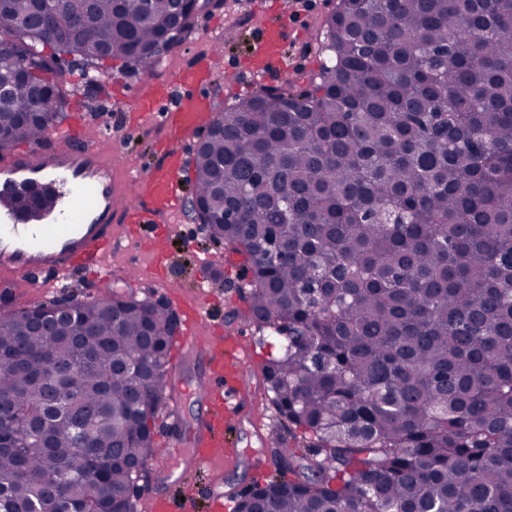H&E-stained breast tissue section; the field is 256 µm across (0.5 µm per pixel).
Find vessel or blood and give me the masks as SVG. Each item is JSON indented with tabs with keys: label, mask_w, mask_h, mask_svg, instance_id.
<instances>
[{
	"label": "vessel or blood",
	"mask_w": 512,
	"mask_h": 512,
	"mask_svg": "<svg viewBox=\"0 0 512 512\" xmlns=\"http://www.w3.org/2000/svg\"><path fill=\"white\" fill-rule=\"evenodd\" d=\"M283 33L263 24L255 53L260 59L253 76L264 79L269 68L288 71L279 50ZM195 71L179 73L173 82L178 94L164 114V145L168 162L149 174H136L134 182L147 208H135L139 222L157 224L185 209L178 179L186 161L179 148L184 137L195 135L206 122L209 105L203 95L192 93ZM112 165L95 145L78 144L68 134L56 146L32 156H0V277H21L30 288L61 284L78 269L102 268L104 260L121 244L112 223L118 207ZM188 315L178 341L183 349L204 352L209 362L206 392L213 409L193 444L195 464L213 460V450L225 428L245 402L242 391L227 392L245 363L244 344L237 336H212L201 340L197 325L202 305H186Z\"/></svg>",
	"instance_id": "vessel-or-blood-1"
}]
</instances>
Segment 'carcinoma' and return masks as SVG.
<instances>
[{
  "instance_id": "1",
  "label": "carcinoma",
  "mask_w": 512,
  "mask_h": 512,
  "mask_svg": "<svg viewBox=\"0 0 512 512\" xmlns=\"http://www.w3.org/2000/svg\"><path fill=\"white\" fill-rule=\"evenodd\" d=\"M193 14L0 0V151L56 119V43L147 73ZM326 35L301 103L217 113L194 160L303 443L233 512H512V0H340ZM59 306L0 313V512H120L158 451L173 314L114 291L33 332Z\"/></svg>"
}]
</instances>
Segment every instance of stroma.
Returning a JSON list of instances; mask_svg holds the SVG:
<instances>
[{
    "instance_id": "35a3bbf8",
    "label": "stroma",
    "mask_w": 512,
    "mask_h": 512,
    "mask_svg": "<svg viewBox=\"0 0 512 512\" xmlns=\"http://www.w3.org/2000/svg\"><path fill=\"white\" fill-rule=\"evenodd\" d=\"M337 4L338 0H309L308 6L298 7L294 0H209L206 7L194 13L181 42L149 74L125 67L119 60L89 64L67 58L58 78L62 105L57 125L97 143L112 159L124 198L130 204L142 205L129 171L134 166L150 169L163 163L158 151L165 135L162 115L171 106L170 99H162L153 115L141 117L133 104L143 88L166 87L178 72L194 68L202 55L213 53L217 60L211 65L212 80L205 92L213 101L214 111L235 106L259 91L251 82L252 42L262 23L275 15L287 24L283 50L295 68L285 76L270 75L265 83L294 92L307 89L322 64L331 60L325 49V25ZM90 73L96 74L97 84L89 90L85 81ZM164 231L170 264L166 285H155L148 279L154 269L150 250L141 249L136 255L120 250L112 256V271L107 279H74L62 290L43 288L31 292L17 286L11 309L55 297L65 301L101 298L115 290L148 301H162L167 290L180 289L190 299L196 286L201 285L210 294L214 307L222 311V323L211 328V335L227 336L247 328L240 316L246 304L233 277L240 256L213 247L203 227L185 216L165 225ZM133 260L143 275L138 284L126 278V265ZM248 330L247 365L240 374V387L250 403L240 410L231 433L236 457L230 461L217 458L203 470L188 462L184 450L197 432L208 404L207 395L193 393L192 388L207 377L208 364L201 356L172 352L165 382L168 393L180 399L181 424L166 431L165 436L183 453L150 460L141 481L144 498L166 495L174 489L176 480L182 479L190 485L188 512H210L208 492L212 486H219L225 506L230 507L242 488L276 474L274 450L279 442L287 441L288 434L265 389L262 366L271 347L263 342L257 329Z\"/></svg>"
}]
</instances>
